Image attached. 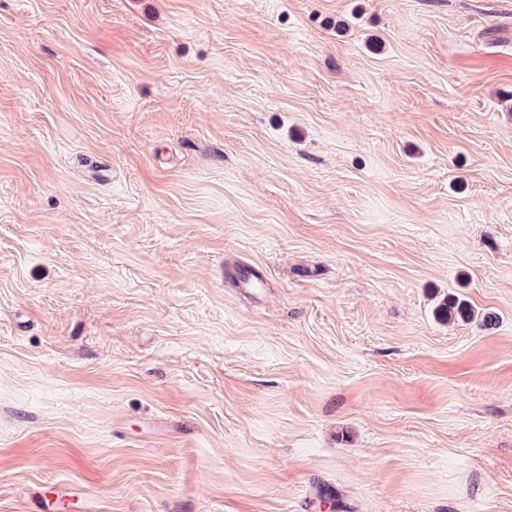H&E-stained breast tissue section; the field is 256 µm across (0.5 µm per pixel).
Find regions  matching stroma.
Returning a JSON list of instances; mask_svg holds the SVG:
<instances>
[{
  "label": "stroma",
  "mask_w": 512,
  "mask_h": 512,
  "mask_svg": "<svg viewBox=\"0 0 512 512\" xmlns=\"http://www.w3.org/2000/svg\"><path fill=\"white\" fill-rule=\"evenodd\" d=\"M323 499L512 512V0H0V512Z\"/></svg>",
  "instance_id": "1"
}]
</instances>
